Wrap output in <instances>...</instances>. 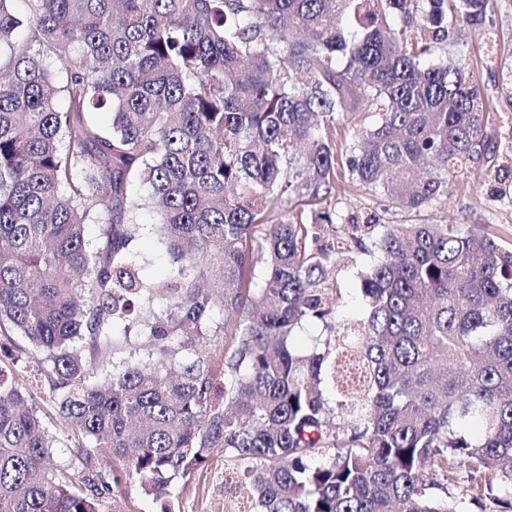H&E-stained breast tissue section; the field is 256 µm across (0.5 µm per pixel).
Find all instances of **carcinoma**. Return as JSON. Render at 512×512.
<instances>
[{
  "label": "carcinoma",
  "mask_w": 512,
  "mask_h": 512,
  "mask_svg": "<svg viewBox=\"0 0 512 512\" xmlns=\"http://www.w3.org/2000/svg\"><path fill=\"white\" fill-rule=\"evenodd\" d=\"M492 7L0 0V337L44 353L36 393L0 367V512H100L133 478L171 512L172 482L217 452L243 512H512V246L487 225L338 227L333 204L339 169L412 214L489 162L480 85L424 61ZM358 112L372 124L337 150ZM146 208L161 281L133 251ZM354 249L370 261L350 316ZM155 301L166 362L91 375L80 342L108 361ZM51 415L90 443L80 485L53 463ZM346 260L345 267L340 272V277L343 281V288H346V307L345 310L348 312H359L361 310V304L358 299L357 289L359 288V280L357 272H359L364 263V256L358 251L353 250L351 253L345 256Z\"/></svg>",
  "instance_id": "cac0c4a2"
}]
</instances>
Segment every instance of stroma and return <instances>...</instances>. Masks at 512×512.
<instances>
[{
  "label": "stroma",
  "mask_w": 512,
  "mask_h": 512,
  "mask_svg": "<svg viewBox=\"0 0 512 512\" xmlns=\"http://www.w3.org/2000/svg\"><path fill=\"white\" fill-rule=\"evenodd\" d=\"M445 52L463 59L483 89L495 135L494 159L490 168L469 170L447 198L421 212L416 220L475 228L488 225L499 237L512 241V0H495L481 23L456 25ZM371 213L386 223L408 220L407 215L389 210L384 196L364 188L354 186L339 195L337 223ZM50 430L59 440L54 450L58 470L71 480H81L85 449L70 438L62 421L52 420ZM167 502L172 512H235L238 498L233 487L224 482L223 453H216L207 469L173 483Z\"/></svg>",
  "instance_id": "obj_1"
}]
</instances>
